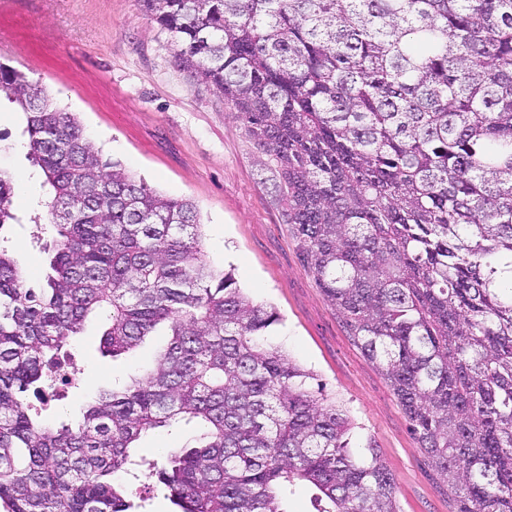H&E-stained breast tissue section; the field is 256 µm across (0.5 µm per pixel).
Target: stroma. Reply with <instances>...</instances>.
Instances as JSON below:
<instances>
[{
  "label": "stroma",
  "instance_id": "obj_1",
  "mask_svg": "<svg viewBox=\"0 0 512 512\" xmlns=\"http://www.w3.org/2000/svg\"><path fill=\"white\" fill-rule=\"evenodd\" d=\"M2 29L10 41L0 46V61L42 81L61 107L77 113L105 157L158 191L195 202L207 258L231 267L255 302L277 309L281 320L267 343L311 369L349 411L357 423L352 447L377 446L401 512H451L448 487L421 453L386 380L302 262L275 200L271 170L257 165L255 148L223 98L178 66L175 45L139 0H0ZM23 127L18 109L0 105V169L13 177L18 218L8 246L29 287L39 289L52 235L43 178L26 159ZM105 323L104 315L92 317L60 351L80 380L56 383L43 418L76 423L82 404L99 390L152 366L163 337L111 357L101 348ZM192 434L184 425L141 438L142 466L120 477L139 512H173L156 469Z\"/></svg>",
  "mask_w": 512,
  "mask_h": 512
}]
</instances>
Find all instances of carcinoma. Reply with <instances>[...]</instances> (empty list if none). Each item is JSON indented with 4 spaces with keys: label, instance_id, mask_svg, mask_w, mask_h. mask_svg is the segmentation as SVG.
I'll return each instance as SVG.
<instances>
[{
    "label": "carcinoma",
    "instance_id": "1",
    "mask_svg": "<svg viewBox=\"0 0 512 512\" xmlns=\"http://www.w3.org/2000/svg\"><path fill=\"white\" fill-rule=\"evenodd\" d=\"M180 63L271 167L284 223L386 378L452 512H512V0H141ZM56 235L35 291L0 236V512H134L117 474L150 431L195 422L159 481L177 512H400L380 453L280 321L206 259L199 213L106 158L74 112L0 63ZM0 172V233L18 223ZM103 351L158 326L152 370L74 425L32 416L90 315ZM316 490L307 483H297L284 500V508L288 512H317L315 501Z\"/></svg>",
    "mask_w": 512,
    "mask_h": 512
}]
</instances>
